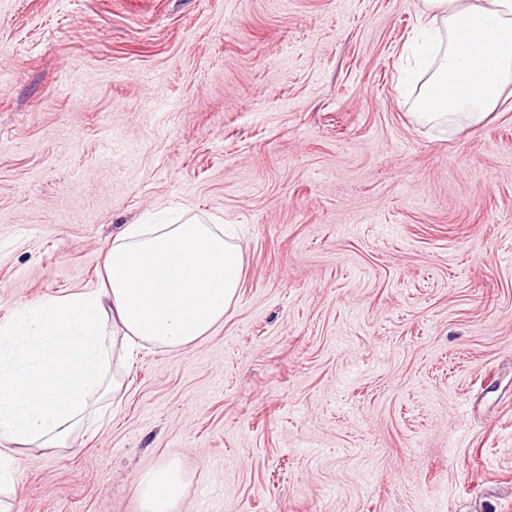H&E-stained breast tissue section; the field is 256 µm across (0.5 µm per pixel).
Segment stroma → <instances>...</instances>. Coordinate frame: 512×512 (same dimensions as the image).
Instances as JSON below:
<instances>
[{
	"label": "stroma",
	"mask_w": 512,
	"mask_h": 512,
	"mask_svg": "<svg viewBox=\"0 0 512 512\" xmlns=\"http://www.w3.org/2000/svg\"><path fill=\"white\" fill-rule=\"evenodd\" d=\"M421 0H0V318L181 208L243 250L223 323L145 345L12 512H512V96L401 95ZM140 496L145 512H176L183 492V479L174 461L145 471L139 478Z\"/></svg>",
	"instance_id": "stroma-1"
}]
</instances>
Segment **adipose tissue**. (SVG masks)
<instances>
[{"label": "adipose tissue", "instance_id": "adipose-tissue-1", "mask_svg": "<svg viewBox=\"0 0 512 512\" xmlns=\"http://www.w3.org/2000/svg\"><path fill=\"white\" fill-rule=\"evenodd\" d=\"M425 47L410 77L424 123L487 120L512 89V0H421ZM244 255L217 224L175 212L165 224L115 234L98 288L21 305L0 321V439L67 448L134 346L183 348L223 322ZM145 512H176V462L141 474Z\"/></svg>", "mask_w": 512, "mask_h": 512}]
</instances>
